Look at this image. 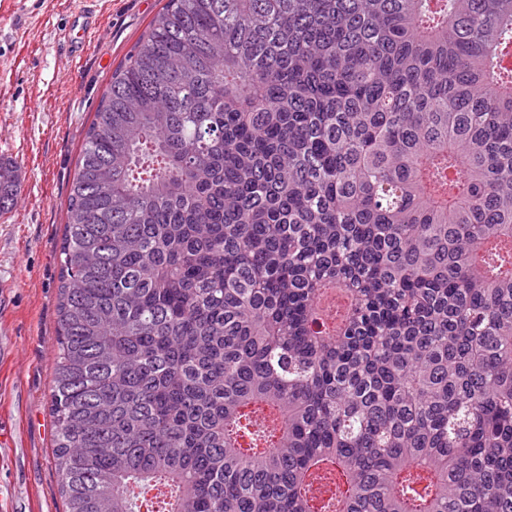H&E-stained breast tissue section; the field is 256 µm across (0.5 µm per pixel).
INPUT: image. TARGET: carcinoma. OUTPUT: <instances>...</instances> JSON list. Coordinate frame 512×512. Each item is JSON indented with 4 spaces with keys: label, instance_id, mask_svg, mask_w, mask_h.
Listing matches in <instances>:
<instances>
[{
    "label": "carcinoma",
    "instance_id": "cac0c4a2",
    "mask_svg": "<svg viewBox=\"0 0 512 512\" xmlns=\"http://www.w3.org/2000/svg\"><path fill=\"white\" fill-rule=\"evenodd\" d=\"M506 51L512 0H167L69 194L65 512H512Z\"/></svg>",
    "mask_w": 512,
    "mask_h": 512
}]
</instances>
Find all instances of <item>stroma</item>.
Masks as SVG:
<instances>
[{"mask_svg": "<svg viewBox=\"0 0 512 512\" xmlns=\"http://www.w3.org/2000/svg\"><path fill=\"white\" fill-rule=\"evenodd\" d=\"M166 0H0V159L21 186L0 213V512H64L49 412L66 203L113 71ZM96 29L72 46L76 14Z\"/></svg>", "mask_w": 512, "mask_h": 512, "instance_id": "stroma-1", "label": "stroma"}]
</instances>
